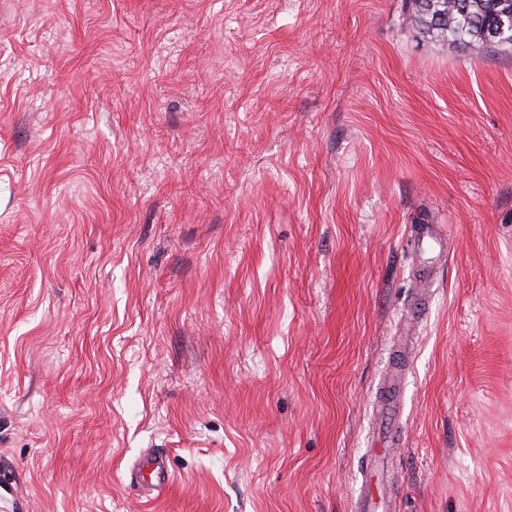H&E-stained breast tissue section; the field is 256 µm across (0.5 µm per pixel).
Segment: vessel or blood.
<instances>
[{"mask_svg": "<svg viewBox=\"0 0 512 512\" xmlns=\"http://www.w3.org/2000/svg\"><path fill=\"white\" fill-rule=\"evenodd\" d=\"M445 236L439 227L425 225L416 234V248L423 251L429 248L443 250ZM400 377L399 370H392L384 388V402L380 407L382 428L377 431L375 446L370 449L365 463L366 478L355 499L354 512H384L389 506V498L385 485V465L391 444V434L386 424L390 421L398 390L396 383ZM130 487L141 491L143 496H150L172 482V474L165 457L148 454L141 457L131 468L128 479Z\"/></svg>", "mask_w": 512, "mask_h": 512, "instance_id": "vessel-or-blood-1", "label": "vessel or blood"}]
</instances>
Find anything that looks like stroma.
Instances as JSON below:
<instances>
[{"instance_id":"1","label":"stroma","mask_w":512,"mask_h":512,"mask_svg":"<svg viewBox=\"0 0 512 512\" xmlns=\"http://www.w3.org/2000/svg\"><path fill=\"white\" fill-rule=\"evenodd\" d=\"M404 13L0 0V512H351L422 224L391 506L512 512V47ZM445 238L446 235L442 233L440 226L436 227L432 226V224H426L418 229L414 242L419 253L433 246L435 250H438L439 254H442ZM129 486L141 491V496H150L172 483L168 461L160 454L141 457L129 472Z\"/></svg>"}]
</instances>
